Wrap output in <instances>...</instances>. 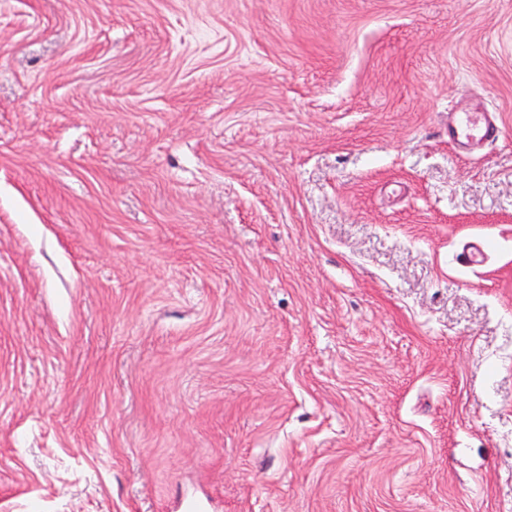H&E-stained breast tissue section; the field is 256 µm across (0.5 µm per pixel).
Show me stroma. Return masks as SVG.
Listing matches in <instances>:
<instances>
[{
  "label": "stroma",
  "instance_id": "obj_1",
  "mask_svg": "<svg viewBox=\"0 0 512 512\" xmlns=\"http://www.w3.org/2000/svg\"><path fill=\"white\" fill-rule=\"evenodd\" d=\"M0 512H512V0H0ZM499 134L498 124L487 112H462L448 121V136L454 140L483 144Z\"/></svg>",
  "mask_w": 512,
  "mask_h": 512
}]
</instances>
